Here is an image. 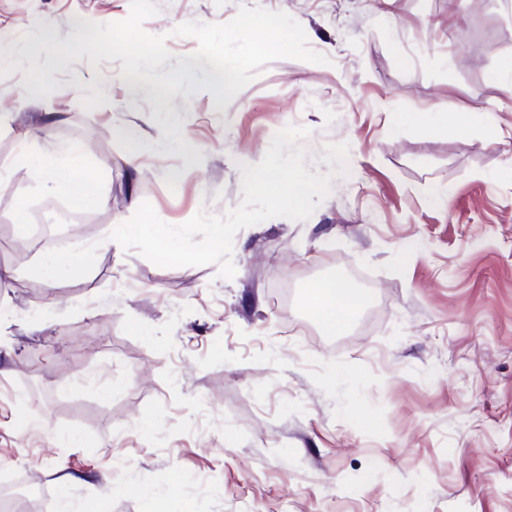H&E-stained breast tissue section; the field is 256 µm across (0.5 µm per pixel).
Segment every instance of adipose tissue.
<instances>
[{
    "instance_id": "obj_1",
    "label": "adipose tissue",
    "mask_w": 512,
    "mask_h": 512,
    "mask_svg": "<svg viewBox=\"0 0 512 512\" xmlns=\"http://www.w3.org/2000/svg\"><path fill=\"white\" fill-rule=\"evenodd\" d=\"M46 170L41 174V189L54 194H81L86 186L96 182L95 171L79 167L76 148H57L45 156ZM93 249L86 242L77 240L68 254L43 253L33 269L47 287L60 282L83 278L90 266L88 259ZM363 296L341 279L330 276L315 282L309 289L308 308L319 325L328 333L345 328L354 317Z\"/></svg>"
}]
</instances>
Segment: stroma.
<instances>
[{"label":"stroma","instance_id":"stroma-1","mask_svg":"<svg viewBox=\"0 0 512 512\" xmlns=\"http://www.w3.org/2000/svg\"><path fill=\"white\" fill-rule=\"evenodd\" d=\"M156 3L143 28L166 38L160 73L198 48L174 28L254 5L326 61L275 60L223 106L182 89L163 112L120 61L38 46L124 20L130 0H0V484L54 505L67 475L98 512H144L147 489L167 512H512V84L489 80L512 63V0ZM34 77L47 105L20 99ZM441 107L447 133H426L416 113ZM480 111L493 128L463 126ZM290 125L317 157L348 144L349 174L307 219L238 231L233 279L109 248L135 200L171 225L237 206L241 164ZM176 131L194 162L161 148ZM24 142L77 146L97 185L32 192ZM56 214L98 248L86 279L50 291L29 269ZM331 275L366 299L328 335L308 288Z\"/></svg>","mask_w":512,"mask_h":512}]
</instances>
